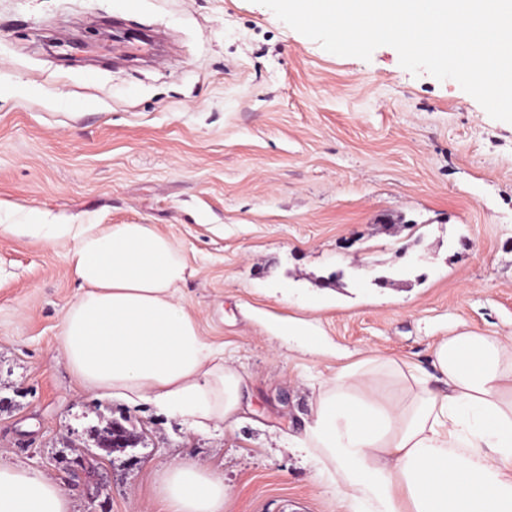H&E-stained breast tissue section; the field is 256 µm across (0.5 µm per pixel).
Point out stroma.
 <instances>
[{"label": "stroma", "instance_id": "obj_1", "mask_svg": "<svg viewBox=\"0 0 512 512\" xmlns=\"http://www.w3.org/2000/svg\"><path fill=\"white\" fill-rule=\"evenodd\" d=\"M150 224L177 296L250 376L249 419L194 433L84 388L60 354L72 241L0 236V462L71 512H163L158 476L221 467L224 512H350L281 446L308 378L370 354L512 332V123L390 46L325 51L256 0H0V224ZM316 320L331 346L274 339ZM142 437L107 453L98 417ZM275 337H288L298 340H309L314 342L316 335L312 319L288 317V320L279 322L272 327Z\"/></svg>", "mask_w": 512, "mask_h": 512}]
</instances>
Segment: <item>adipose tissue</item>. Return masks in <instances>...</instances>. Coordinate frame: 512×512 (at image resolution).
<instances>
[{
	"label": "adipose tissue",
	"mask_w": 512,
	"mask_h": 512,
	"mask_svg": "<svg viewBox=\"0 0 512 512\" xmlns=\"http://www.w3.org/2000/svg\"><path fill=\"white\" fill-rule=\"evenodd\" d=\"M75 241L87 291L66 311L60 351L89 390L150 403L205 432L246 419L249 376L225 361L177 300L187 266L149 224H0V234ZM310 415L288 447L313 457L352 512H512V336L463 330L431 364L368 355L314 378ZM166 512H224L219 467L186 457L160 479ZM0 512H70L37 471L0 464Z\"/></svg>",
	"instance_id": "adipose-tissue-1"
}]
</instances>
